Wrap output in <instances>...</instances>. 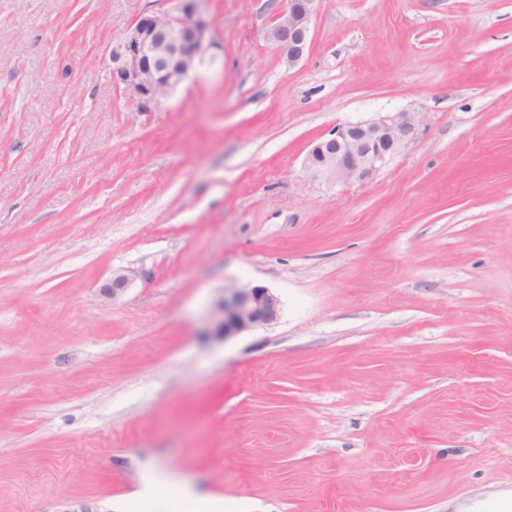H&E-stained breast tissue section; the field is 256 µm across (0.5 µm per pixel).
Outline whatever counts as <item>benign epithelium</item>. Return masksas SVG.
I'll return each mask as SVG.
<instances>
[{
	"label": "benign epithelium",
	"instance_id": "obj_1",
	"mask_svg": "<svg viewBox=\"0 0 512 512\" xmlns=\"http://www.w3.org/2000/svg\"><path fill=\"white\" fill-rule=\"evenodd\" d=\"M201 0H177L175 9L143 13L125 29L112 47V85L138 113L154 112L169 94L203 64L214 45L210 23L200 10ZM319 0H286L275 13L266 39L286 56L300 61L311 42V24ZM418 128L411 112L348 123L330 137L314 141L304 169L331 184L364 181L388 164ZM136 272L117 270L104 285L105 297L115 302L130 288ZM280 297L263 285L235 284L224 289L215 305L212 335L229 339L278 321Z\"/></svg>",
	"mask_w": 512,
	"mask_h": 512
}]
</instances>
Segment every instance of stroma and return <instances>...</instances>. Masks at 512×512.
<instances>
[{
    "label": "stroma",
    "instance_id": "obj_1",
    "mask_svg": "<svg viewBox=\"0 0 512 512\" xmlns=\"http://www.w3.org/2000/svg\"><path fill=\"white\" fill-rule=\"evenodd\" d=\"M280 2L204 0L138 113L109 49L163 0H0V512H512V0H320L292 66ZM247 282L279 320L210 335ZM417 128L411 112L339 126L329 138L312 143L304 169L331 184L366 180L398 154ZM135 278L136 272L133 270L113 271L111 280L102 289L105 297L111 302L117 301L130 288Z\"/></svg>",
    "mask_w": 512,
    "mask_h": 512
}]
</instances>
